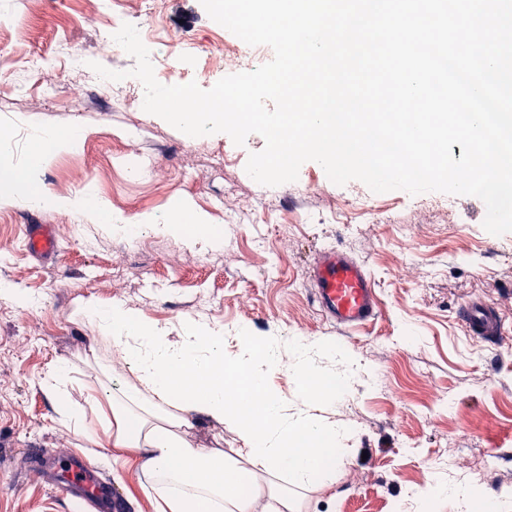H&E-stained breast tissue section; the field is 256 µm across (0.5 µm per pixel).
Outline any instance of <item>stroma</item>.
I'll use <instances>...</instances> for the list:
<instances>
[{
  "instance_id": "1",
  "label": "stroma",
  "mask_w": 512,
  "mask_h": 512,
  "mask_svg": "<svg viewBox=\"0 0 512 512\" xmlns=\"http://www.w3.org/2000/svg\"><path fill=\"white\" fill-rule=\"evenodd\" d=\"M176 2L155 0L146 46L166 44L185 81L211 88L225 70L207 47L239 42L200 0L184 20ZM87 10V0H0V160L26 167L33 127L78 132L72 150L37 172L34 189L101 200L122 217L185 203L224 246L188 245L146 227L131 244L79 214L0 202V283L41 299L28 311L0 296V512H83L38 477L29 448L105 471L122 512H158L157 490L132 461L113 457L112 428L92 409V396L128 374L80 315L89 301L125 305L173 337L189 319L222 324L229 356L245 327L259 338L291 331L308 337L323 347L325 366L340 352L356 361L351 392L312 410L348 434L335 478L308 494L306 512H393L407 494L440 478L481 495L512 496V232L488 233L477 197L403 190L379 196L357 180L330 183L314 161L302 164L296 181L261 185L245 171L250 153L265 146L261 135L238 146L217 133L189 148L185 134L162 118L135 106L114 110L88 76L83 104L72 103L71 48L83 62L126 72L121 85L128 94L141 88L129 75L133 57L99 49L111 10L94 26L83 21ZM188 42L197 54L185 51ZM368 201L378 219L365 214ZM28 224L51 225L56 258L30 255ZM73 224L85 227L80 240L68 233ZM332 246L366 265L380 301L377 318L353 331L326 320L307 277L317 253ZM474 297L501 310L505 334L498 343L464 335L458 311ZM59 365L67 368L64 398L84 413L96 442L61 413L45 384ZM445 395L452 399L447 407ZM185 437L218 453L241 445L210 421L193 423ZM486 455L496 458L495 468L475 474L473 464Z\"/></svg>"
}]
</instances>
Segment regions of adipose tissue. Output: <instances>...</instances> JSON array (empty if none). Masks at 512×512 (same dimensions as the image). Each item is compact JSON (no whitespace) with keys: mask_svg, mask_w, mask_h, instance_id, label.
Returning a JSON list of instances; mask_svg holds the SVG:
<instances>
[{"mask_svg":"<svg viewBox=\"0 0 512 512\" xmlns=\"http://www.w3.org/2000/svg\"><path fill=\"white\" fill-rule=\"evenodd\" d=\"M13 205L48 203L67 211H91L109 230L128 233L130 221L113 217L104 202L84 198L49 199L22 192L0 198ZM202 218L181 207L140 219L155 234L185 243L190 225ZM81 311L88 323L118 349L133 377L102 393L112 413V449L131 456L159 486L162 512H301L289 487L308 488L336 472L344 428L289 412L270 386L272 373L287 370L313 404H330L351 388L349 371L317 368L315 342L283 345L280 337L256 339L239 331L238 351L224 353V327L187 320L180 336L132 309L94 302ZM206 419L234 431L243 443L234 454L195 448L185 428Z\"/></svg>","mask_w":512,"mask_h":512,"instance_id":"obj_1","label":"adipose tissue"}]
</instances>
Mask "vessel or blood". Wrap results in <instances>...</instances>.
<instances>
[{
	"instance_id": "1",
	"label": "vessel or blood",
	"mask_w": 512,
	"mask_h": 512,
	"mask_svg": "<svg viewBox=\"0 0 512 512\" xmlns=\"http://www.w3.org/2000/svg\"><path fill=\"white\" fill-rule=\"evenodd\" d=\"M29 250L39 256L56 253L55 240L49 225H30L27 234ZM314 298L327 318L336 325L358 328L372 321L378 312L375 285L364 266L343 250L321 251L309 269ZM460 320L466 334L481 341L494 342L503 333L499 309L486 300L475 298L461 309ZM59 491L68 497L82 496L107 512L116 494L111 478L101 471H88L72 465Z\"/></svg>"
}]
</instances>
